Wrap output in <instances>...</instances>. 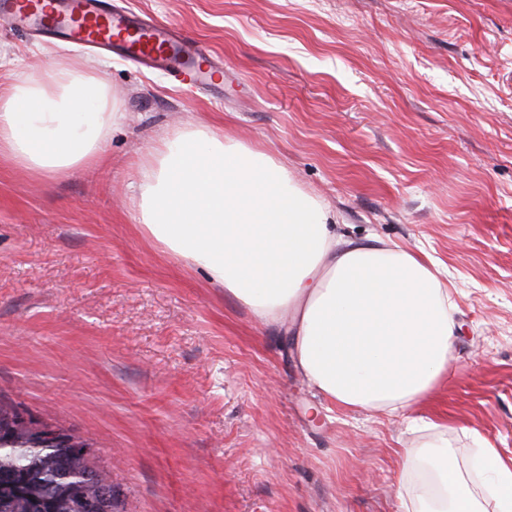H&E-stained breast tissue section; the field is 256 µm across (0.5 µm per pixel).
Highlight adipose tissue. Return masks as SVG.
Masks as SVG:
<instances>
[{
  "label": "adipose tissue",
  "mask_w": 512,
  "mask_h": 512,
  "mask_svg": "<svg viewBox=\"0 0 512 512\" xmlns=\"http://www.w3.org/2000/svg\"><path fill=\"white\" fill-rule=\"evenodd\" d=\"M117 103L73 62L0 95V154L29 171L95 165ZM139 221L169 252L204 268L261 321L290 330L301 374L349 412L406 417L422 466L402 512H482L448 453V428L412 415L454 361L461 324L427 252L337 231L329 206L272 157L189 124L140 168ZM498 512H512V467L480 434Z\"/></svg>",
  "instance_id": "obj_1"
}]
</instances>
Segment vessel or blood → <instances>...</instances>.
I'll use <instances>...</instances> for the list:
<instances>
[{"label": "vessel or blood", "instance_id": "1", "mask_svg": "<svg viewBox=\"0 0 512 512\" xmlns=\"http://www.w3.org/2000/svg\"><path fill=\"white\" fill-rule=\"evenodd\" d=\"M0 14L18 29L60 36L93 47H115L134 63L172 69L177 81L193 87L224 88V68L172 27L113 10L110 0H0Z\"/></svg>", "mask_w": 512, "mask_h": 512}]
</instances>
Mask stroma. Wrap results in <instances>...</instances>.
I'll list each match as a JSON object with an SVG mask.
<instances>
[{
    "instance_id": "35a3bbf8",
    "label": "stroma",
    "mask_w": 512,
    "mask_h": 512,
    "mask_svg": "<svg viewBox=\"0 0 512 512\" xmlns=\"http://www.w3.org/2000/svg\"><path fill=\"white\" fill-rule=\"evenodd\" d=\"M224 62L223 93L37 40L0 16V92L53 62L123 117L95 166L0 155V402L91 443L121 512H400L399 416L318 395L290 341L138 222L134 161L202 123L263 151L345 232L448 271L456 361L415 415L512 464V0H120Z\"/></svg>"
}]
</instances>
